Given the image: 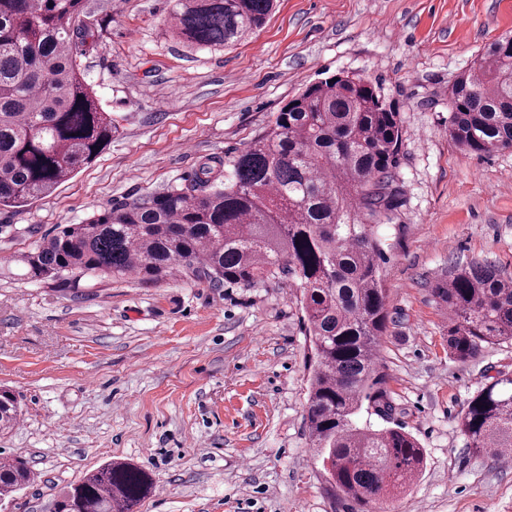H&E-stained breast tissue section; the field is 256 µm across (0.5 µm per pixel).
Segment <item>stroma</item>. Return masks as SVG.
<instances>
[{
  "label": "stroma",
  "instance_id": "obj_1",
  "mask_svg": "<svg viewBox=\"0 0 512 512\" xmlns=\"http://www.w3.org/2000/svg\"><path fill=\"white\" fill-rule=\"evenodd\" d=\"M101 22L81 66L120 132L45 198L0 208V386L21 420L0 435L34 482L0 512H51L60 490L112 460L145 468L140 512H357L313 460L310 347L300 292L187 279L34 280L20 261L57 228L190 179L251 144L306 84L357 73L399 114V205L380 228L391 324L380 347L390 419L420 443L421 474L372 512H512V464L457 428L512 344L460 362L436 279L473 261L512 275V149L474 154L448 134V87L512 35V0H280L248 39L189 49L168 0H87Z\"/></svg>",
  "mask_w": 512,
  "mask_h": 512
}]
</instances>
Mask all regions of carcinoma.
Instances as JSON below:
<instances>
[{
	"label": "carcinoma",
	"mask_w": 512,
	"mask_h": 512,
	"mask_svg": "<svg viewBox=\"0 0 512 512\" xmlns=\"http://www.w3.org/2000/svg\"><path fill=\"white\" fill-rule=\"evenodd\" d=\"M274 0H170L168 28L192 49L234 45L259 29ZM99 22L85 0H0V206L51 195L119 131L80 58ZM448 133L462 149L512 148V40L477 54L448 89ZM398 112L360 75L315 81L230 161L210 158L186 184L138 196L68 224L22 256L35 280L76 273L159 281L174 271L243 287L289 278L300 289L312 353L305 420L331 486L359 506L401 492L424 466L399 426L374 429L363 406L389 418L379 363L388 295L377 228L398 206ZM448 313V353L465 362L482 345L512 341V276L473 261L435 281ZM20 418L0 389V433ZM477 455L512 454V374L500 373L457 418ZM34 481L17 456L0 457V500ZM153 490L142 467L111 461L71 482L54 512H137Z\"/></svg>",
	"instance_id": "1"
}]
</instances>
